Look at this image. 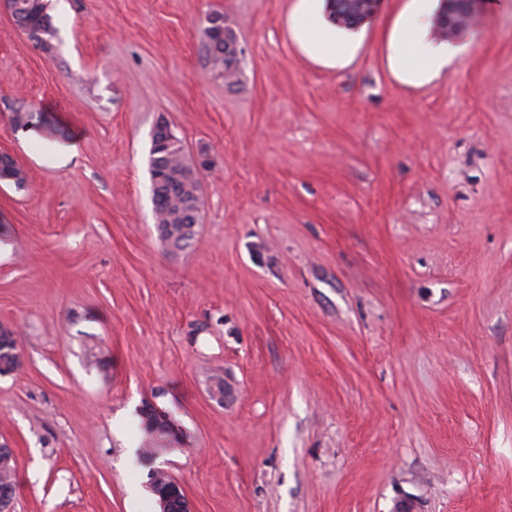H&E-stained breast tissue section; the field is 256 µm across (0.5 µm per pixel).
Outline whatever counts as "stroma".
Segmentation results:
<instances>
[{
  "instance_id": "stroma-1",
  "label": "stroma",
  "mask_w": 512,
  "mask_h": 512,
  "mask_svg": "<svg viewBox=\"0 0 512 512\" xmlns=\"http://www.w3.org/2000/svg\"><path fill=\"white\" fill-rule=\"evenodd\" d=\"M484 2L424 84L393 65L414 0L333 65L296 44L298 0H48L47 51L0 9V153L27 174L0 183L12 512H159L148 401L187 438L157 464L192 512H512V0ZM163 122L209 162L175 253ZM205 47L214 67L224 68L229 77L235 75L236 59L233 56L224 57V47L236 42V35L229 29H219L208 25L205 28ZM20 351L17 347L15 335H0V374L2 372H17L23 367L20 365V360L24 355L21 349ZM140 424H139V431H140V448H142V451L146 455H153V448H162V451H164V448H174V446L170 445H161L160 442L157 441V438L161 439V436H156L154 431V426L148 423L143 417H142V411H140ZM161 452L154 454L151 458L154 460L155 458L159 457Z\"/></svg>"
}]
</instances>
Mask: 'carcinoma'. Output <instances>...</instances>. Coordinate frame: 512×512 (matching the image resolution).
Here are the masks:
<instances>
[{
	"label": "carcinoma",
	"mask_w": 512,
	"mask_h": 512,
	"mask_svg": "<svg viewBox=\"0 0 512 512\" xmlns=\"http://www.w3.org/2000/svg\"><path fill=\"white\" fill-rule=\"evenodd\" d=\"M14 23L22 31L37 38V43L47 46L55 27L47 11L45 0H18ZM236 42V35L229 29L212 26L205 28V47L211 63L235 75L236 58L224 56V47ZM150 175L152 181L155 219L160 241L167 250H182L192 238L193 228L200 220L199 168L187 158L183 141L170 140L157 125L151 142ZM0 181H6L18 190L25 189L27 177L22 168L6 160L0 166ZM22 354L13 336L0 335V373L21 369ZM140 448L147 454L161 447L154 426L146 420L139 424Z\"/></svg>",
	"instance_id": "obj_1"
}]
</instances>
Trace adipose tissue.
I'll list each match as a JSON object with an SVG mask.
<instances>
[{"label": "adipose tissue", "mask_w": 512, "mask_h": 512, "mask_svg": "<svg viewBox=\"0 0 512 512\" xmlns=\"http://www.w3.org/2000/svg\"><path fill=\"white\" fill-rule=\"evenodd\" d=\"M314 0H301L293 16V28L300 45L317 58L335 61L349 47L348 40L337 37L335 25L322 23L313 10ZM396 61L410 79L422 81L435 77L448 61V47L428 39V27L416 18L406 19L396 38Z\"/></svg>", "instance_id": "obj_1"}]
</instances>
